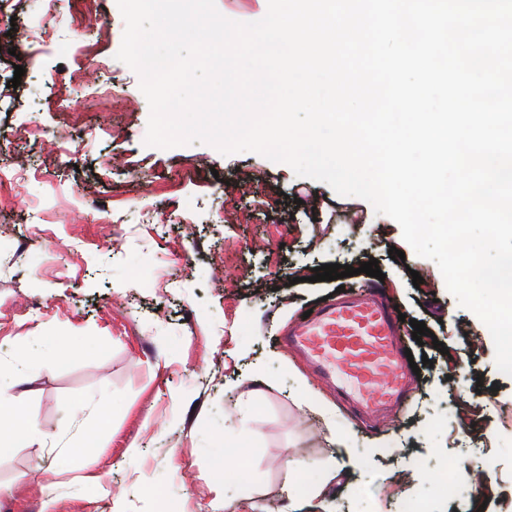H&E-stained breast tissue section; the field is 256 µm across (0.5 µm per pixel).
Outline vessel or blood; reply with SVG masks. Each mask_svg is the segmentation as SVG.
Listing matches in <instances>:
<instances>
[{
    "instance_id": "obj_1",
    "label": "vessel or blood",
    "mask_w": 512,
    "mask_h": 512,
    "mask_svg": "<svg viewBox=\"0 0 512 512\" xmlns=\"http://www.w3.org/2000/svg\"><path fill=\"white\" fill-rule=\"evenodd\" d=\"M400 330V320L379 292L343 293L300 320L288 342L317 377L336 383L358 412L382 414L408 392Z\"/></svg>"
}]
</instances>
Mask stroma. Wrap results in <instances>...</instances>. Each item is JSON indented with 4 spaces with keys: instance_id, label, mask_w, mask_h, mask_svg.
<instances>
[{
    "instance_id": "stroma-1",
    "label": "stroma",
    "mask_w": 512,
    "mask_h": 512,
    "mask_svg": "<svg viewBox=\"0 0 512 512\" xmlns=\"http://www.w3.org/2000/svg\"><path fill=\"white\" fill-rule=\"evenodd\" d=\"M75 21L98 33L96 54ZM15 24L51 32V48L30 54ZM123 31L117 0L95 12L55 0L50 16L43 0H11L0 14V168L26 171L0 187V365L65 353L12 390L65 449L0 457V512H266L273 497L282 512H400L412 500L426 512H512V376L437 264L369 202L287 164L198 142L146 145L147 99L116 58ZM78 70L74 124L41 100L44 81ZM113 85L121 93L103 99ZM372 259L382 278L311 279L324 264ZM341 284L382 286L429 330L406 342L421 367L397 422L360 417L280 343ZM462 402L472 409L464 431L448 421ZM229 448L248 484L225 479L218 459ZM292 460L326 468L296 501ZM484 460L496 472L480 494L436 495L440 475Z\"/></svg>"
}]
</instances>
